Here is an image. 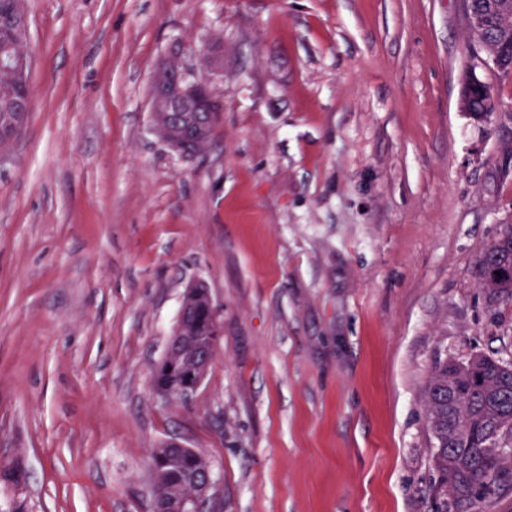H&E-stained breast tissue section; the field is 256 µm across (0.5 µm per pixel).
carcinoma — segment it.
<instances>
[{
  "label": "carcinoma",
  "instance_id": "obj_1",
  "mask_svg": "<svg viewBox=\"0 0 512 512\" xmlns=\"http://www.w3.org/2000/svg\"><path fill=\"white\" fill-rule=\"evenodd\" d=\"M477 43L493 38L502 45L508 64L498 67L512 72V30H487L473 34ZM0 77V127L12 122L21 102L31 99L30 85L22 95L10 98ZM479 283L492 301L512 299V224L500 225L497 238L477 263ZM194 346L183 349L177 360L181 367L194 362L196 350L209 344L207 325L192 322L189 329ZM477 369L454 381L456 397L448 403V358L437 356L430 367L425 392L427 430L431 439L432 463L440 474L437 492L450 500L453 512H490L492 498L512 489V362L481 355ZM169 442L155 449L151 462L170 463L180 470V487L188 490L199 468L207 464L203 454L197 463L181 462ZM0 481L19 488L26 472L19 465L0 467Z\"/></svg>",
  "mask_w": 512,
  "mask_h": 512
}]
</instances>
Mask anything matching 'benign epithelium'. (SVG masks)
<instances>
[{
	"mask_svg": "<svg viewBox=\"0 0 512 512\" xmlns=\"http://www.w3.org/2000/svg\"><path fill=\"white\" fill-rule=\"evenodd\" d=\"M470 31L475 32L487 25L486 16L474 10L471 0H461ZM15 32L13 37L0 44V72L17 80L26 78L31 67L27 0H12V16ZM224 77V52L219 37L212 35L195 51L176 40L156 67L151 85L150 112L153 129L159 138L178 156L193 159L206 153L212 144L213 132L192 121L197 112L223 111V96L215 87V81ZM196 311V301L186 293L178 323L169 337L167 351L157 364L154 378L161 370H170L171 363L187 340L182 333L183 323L191 320ZM205 317L212 332V345L196 353L194 366L184 375V381L164 389L155 387L162 398L178 395L188 398L203 383L211 367L217 344L220 341V313L213 301L205 304ZM154 474L153 512H206L213 485L210 468L201 470L190 491L174 497L165 494V485L171 479L169 470L152 469Z\"/></svg>",
	"mask_w": 512,
	"mask_h": 512,
	"instance_id": "7a95c632",
	"label": "benign epithelium"
}]
</instances>
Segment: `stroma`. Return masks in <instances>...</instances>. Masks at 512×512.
<instances>
[{
	"mask_svg": "<svg viewBox=\"0 0 512 512\" xmlns=\"http://www.w3.org/2000/svg\"><path fill=\"white\" fill-rule=\"evenodd\" d=\"M32 110L0 149V465L28 512H151L149 462L200 451L209 512H443L437 353L512 361L476 263L512 224V74L460 0H28ZM224 43L222 121L156 135L171 41ZM475 73L502 106L458 105ZM204 283L201 387L153 371Z\"/></svg>",
	"mask_w": 512,
	"mask_h": 512,
	"instance_id": "1",
	"label": "stroma"
}]
</instances>
